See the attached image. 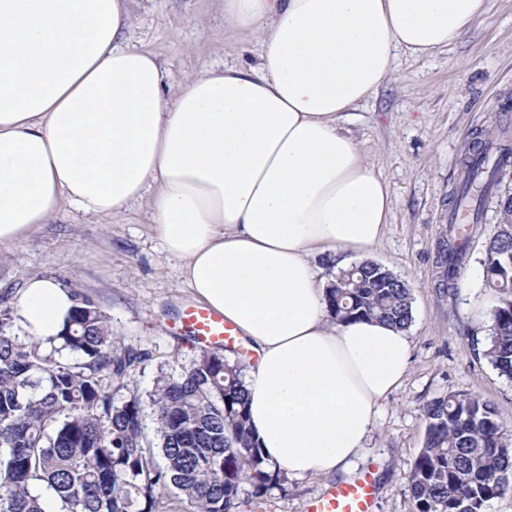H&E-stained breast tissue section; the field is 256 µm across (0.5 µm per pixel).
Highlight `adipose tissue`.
<instances>
[{
	"mask_svg": "<svg viewBox=\"0 0 512 512\" xmlns=\"http://www.w3.org/2000/svg\"><path fill=\"white\" fill-rule=\"evenodd\" d=\"M489 0H224L227 25L262 36L258 67L164 94L152 52L129 45L128 0H0V244L63 205L107 217L154 190L165 250L205 307L258 358L245 373L252 433L294 477L346 470L411 344L376 320L331 323L332 270L382 238L392 190L347 127L389 81L397 52L433 55ZM74 299L30 277L24 336L60 335Z\"/></svg>",
	"mask_w": 512,
	"mask_h": 512,
	"instance_id": "adipose-tissue-1",
	"label": "adipose tissue"
}]
</instances>
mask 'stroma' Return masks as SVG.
<instances>
[{"mask_svg": "<svg viewBox=\"0 0 512 512\" xmlns=\"http://www.w3.org/2000/svg\"><path fill=\"white\" fill-rule=\"evenodd\" d=\"M485 22L428 58L398 53L396 70L361 104L350 131L368 163L392 189L389 223L371 257L412 289L408 372L382 400L367 442L346 471L288 477L267 494L268 512H307L341 483L368 475L374 512H410L408 475L423 446L425 406L448 393L492 404L512 430V381L483 355L490 332L485 245L501 220L499 194L467 240L448 288L439 286L437 244L448 235L449 197L476 131L512 129V0H490ZM132 44L154 53L166 70V95L210 70L257 63L259 34L224 22V0H129ZM152 194L108 218L63 205L31 239L0 245V295L18 296L27 278L46 276L91 298L115 336L153 353L133 387L148 394L158 372L180 373L199 352L177 324L194 305L181 262L168 254L152 219Z\"/></svg>", "mask_w": 512, "mask_h": 512, "instance_id": "1", "label": "stroma"}]
</instances>
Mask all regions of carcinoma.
<instances>
[{
  "instance_id": "carcinoma-1",
  "label": "carcinoma",
  "mask_w": 512,
  "mask_h": 512,
  "mask_svg": "<svg viewBox=\"0 0 512 512\" xmlns=\"http://www.w3.org/2000/svg\"><path fill=\"white\" fill-rule=\"evenodd\" d=\"M512 163V146L476 136L451 194V211L482 222L484 202ZM463 250L438 257L453 281ZM485 286L496 294L483 350L512 380V235L490 241ZM57 341L22 336L15 302L0 296V512H259L286 474L264 457L249 425L246 361L204 349L178 377L157 376L142 396L133 373L152 351L124 344L108 317L75 292ZM334 322L375 319L400 329L413 320L406 281L373 260L341 269L326 288ZM424 445L409 474L410 512H485L512 491V433L477 396L450 393L424 408ZM252 488L241 498L243 485Z\"/></svg>"
}]
</instances>
